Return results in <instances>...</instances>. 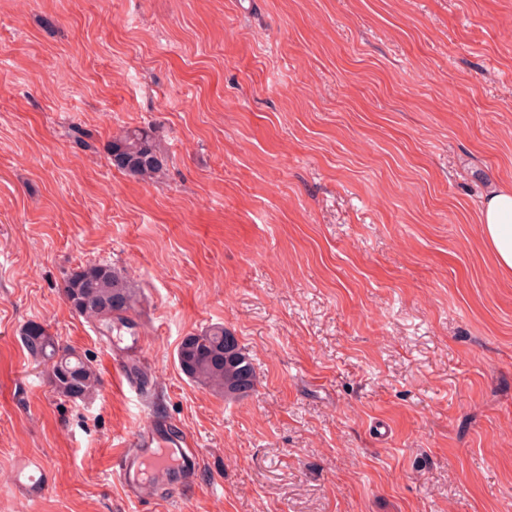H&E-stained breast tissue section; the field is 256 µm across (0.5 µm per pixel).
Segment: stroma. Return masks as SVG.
I'll list each match as a JSON object with an SVG mask.
<instances>
[{
    "label": "stroma",
    "instance_id": "1",
    "mask_svg": "<svg viewBox=\"0 0 512 512\" xmlns=\"http://www.w3.org/2000/svg\"><path fill=\"white\" fill-rule=\"evenodd\" d=\"M147 124L145 182L106 146ZM500 185L512 0H0V512H512ZM92 263L140 294L146 352L72 311ZM31 321L98 392L53 393ZM214 323L253 358L245 398L177 365ZM154 416L199 467L140 502L110 460ZM480 225L486 247L498 266L512 273V186L493 188L480 211ZM37 470L30 469L28 464H21L15 472V482L27 490L32 498L41 497L46 490V483L43 478L44 469L37 466Z\"/></svg>",
    "mask_w": 512,
    "mask_h": 512
}]
</instances>
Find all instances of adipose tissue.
<instances>
[{"label": "adipose tissue", "mask_w": 512, "mask_h": 512, "mask_svg": "<svg viewBox=\"0 0 512 512\" xmlns=\"http://www.w3.org/2000/svg\"><path fill=\"white\" fill-rule=\"evenodd\" d=\"M483 241L503 272L512 273V186L493 188L480 211Z\"/></svg>", "instance_id": "1"}]
</instances>
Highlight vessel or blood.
Masks as SVG:
<instances>
[{"instance_id": "obj_1", "label": "vessel or blood", "mask_w": 512, "mask_h": 512, "mask_svg": "<svg viewBox=\"0 0 512 512\" xmlns=\"http://www.w3.org/2000/svg\"><path fill=\"white\" fill-rule=\"evenodd\" d=\"M191 439L174 430L167 422L154 421L146 431L135 432L113 455V471L124 483L134 485L138 499L150 501L158 487L168 484L177 472L188 470L185 449ZM15 482L31 497H41L46 490L42 470L19 465Z\"/></svg>"}]
</instances>
